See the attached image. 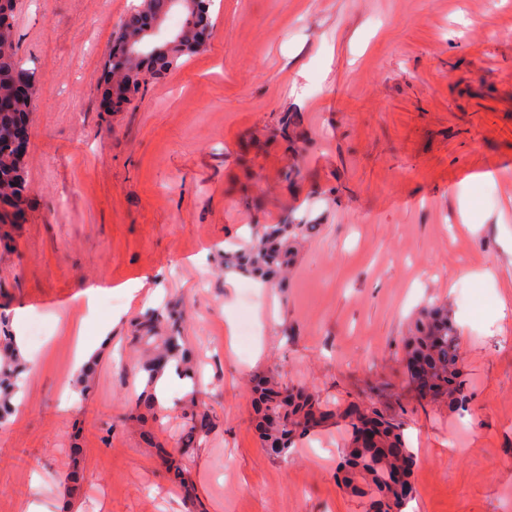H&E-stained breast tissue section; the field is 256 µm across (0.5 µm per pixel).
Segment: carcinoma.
<instances>
[{"mask_svg":"<svg viewBox=\"0 0 512 512\" xmlns=\"http://www.w3.org/2000/svg\"><path fill=\"white\" fill-rule=\"evenodd\" d=\"M172 11L169 0H139L121 23L112 39L104 62V81L122 86L131 96L127 105L142 97L149 85L144 71L151 77L165 75L180 65L182 57L191 56L202 48V32L209 27L210 12L183 13L181 25L172 33V40L186 48L183 55H162L140 63L128 58L123 51L127 37L146 26L150 16H168ZM0 40L9 41L7 52L0 55V90H8L12 82L32 79V72L21 64L14 32H0ZM33 99L25 100L15 112H0V141L11 137L13 129L27 123ZM22 154L0 149V200L6 204H21L25 189L22 174ZM306 224H264L253 242L234 252L224 254V268L232 269L281 284L293 257L294 244L307 232ZM183 313L174 310H150L135 325V340L145 346L147 358L140 366L146 384L135 401L136 414L130 421L143 424L156 418L160 403L154 393V377L172 362L184 376L195 378L190 359L183 348ZM404 375L413 387H418L413 371L419 364L422 373L431 378L430 400H444L448 410L459 411L468 405L463 376L464 366L459 354L457 330L448 315V305L434 303L420 311L408 336L403 340ZM22 356L13 338L0 335V427L10 423L13 399L20 391L19 381L24 370ZM256 430L267 455L283 458L291 453L299 438L323 428L343 424L350 434L343 464L336 478L346 490L367 499L369 512H405L412 501L414 469L417 456L409 447L394 419L384 415L374 403H335L319 401L306 386L288 385L271 371L257 378L253 389ZM183 433L180 446L166 448L155 434L144 431L146 443L164 455L168 462L171 483L188 502L192 512H198L197 492L186 476L177 456L184 455L205 440L215 427L210 411L200 397L198 384H193L182 404ZM402 470L406 481L398 488L388 482L389 475Z\"/></svg>","mask_w":512,"mask_h":512,"instance_id":"cac0c4a2","label":"carcinoma"}]
</instances>
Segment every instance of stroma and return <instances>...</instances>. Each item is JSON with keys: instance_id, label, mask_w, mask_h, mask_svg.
<instances>
[{"instance_id": "35a3bbf8", "label": "stroma", "mask_w": 512, "mask_h": 512, "mask_svg": "<svg viewBox=\"0 0 512 512\" xmlns=\"http://www.w3.org/2000/svg\"><path fill=\"white\" fill-rule=\"evenodd\" d=\"M136 2L18 0L12 18L37 95L25 220L0 246V319L27 363L0 512H188L127 420L133 326L173 302L219 421L185 461L204 512L367 510L336 480L347 428L261 448L251 390L273 368L400 423L410 512H512V0H213L205 49L106 112L102 64ZM289 219L309 231L282 286L225 270L252 225ZM432 300L458 323L463 412L420 401L400 366ZM106 324L80 389L79 343Z\"/></svg>"}]
</instances>
